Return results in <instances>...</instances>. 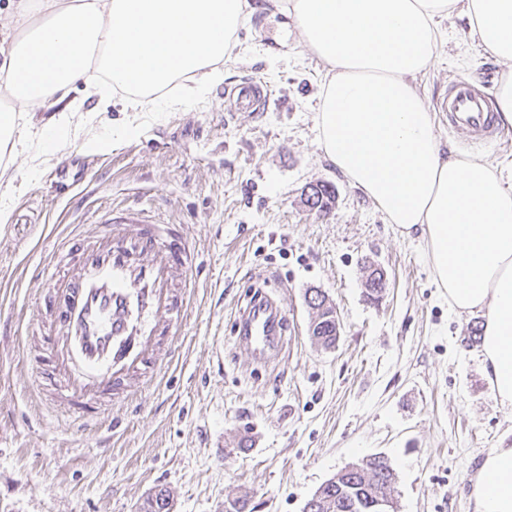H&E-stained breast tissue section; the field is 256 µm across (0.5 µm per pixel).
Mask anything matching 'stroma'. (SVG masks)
Instances as JSON below:
<instances>
[{
  "instance_id": "35a3bbf8",
  "label": "stroma",
  "mask_w": 512,
  "mask_h": 512,
  "mask_svg": "<svg viewBox=\"0 0 512 512\" xmlns=\"http://www.w3.org/2000/svg\"><path fill=\"white\" fill-rule=\"evenodd\" d=\"M437 60L416 85L426 105L462 79L494 97L507 64L450 17ZM246 56L224 64L206 99L173 112H100L84 101L81 129L32 168L37 139L0 164V512H137L164 488L173 512H224L245 494L255 512H304L341 469L374 455L395 472V512H473L471 480L486 453L512 447V413L496 402L478 314L453 312L419 236L401 235L317 143L326 68L283 15L256 11L239 32ZM260 82L268 108L237 111L233 88ZM449 156L480 157L512 177V128L470 145L434 114ZM106 139L99 150L89 139ZM336 189L327 213L308 185ZM128 206L179 225L197 254L187 316L164 344L154 382L82 421L35 398L46 382L44 278L72 225L95 234ZM388 287L365 294L369 267ZM335 304L341 330L325 349L309 336V289ZM281 302L288 330L278 359L253 362L236 319L255 290Z\"/></svg>"
}]
</instances>
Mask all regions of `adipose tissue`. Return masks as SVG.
<instances>
[{
    "label": "adipose tissue",
    "mask_w": 512,
    "mask_h": 512,
    "mask_svg": "<svg viewBox=\"0 0 512 512\" xmlns=\"http://www.w3.org/2000/svg\"><path fill=\"white\" fill-rule=\"evenodd\" d=\"M327 68L315 124L327 159L404 235L419 233L435 281L458 311L486 313L481 338L494 397L512 410V185L476 157L445 155L415 79L431 68L441 24L464 17L485 51L512 62V0H268ZM251 0H17L0 56V157L16 116L49 111L41 164L72 129L75 89L126 110L204 99L243 53ZM474 512H512V448L484 458Z\"/></svg>",
    "instance_id": "obj_1"
}]
</instances>
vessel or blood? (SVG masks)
Returning a JSON list of instances; mask_svg holds the SVG:
<instances>
[{
  "mask_svg": "<svg viewBox=\"0 0 512 512\" xmlns=\"http://www.w3.org/2000/svg\"><path fill=\"white\" fill-rule=\"evenodd\" d=\"M242 108L268 106L270 95L257 81L234 89ZM441 107L448 124L479 143L498 137L487 103L470 83L454 81ZM60 266L49 279V332L56 387L54 405L87 410L113 397L136 396L145 386L161 341L176 336L187 304L183 290L196 268L189 240L148 211H112L94 235L76 234L56 243ZM281 319L276 303H254L240 321L239 340L257 362L275 356Z\"/></svg>",
  "mask_w": 512,
  "mask_h": 512,
  "instance_id": "1",
  "label": "vessel or blood"
}]
</instances>
